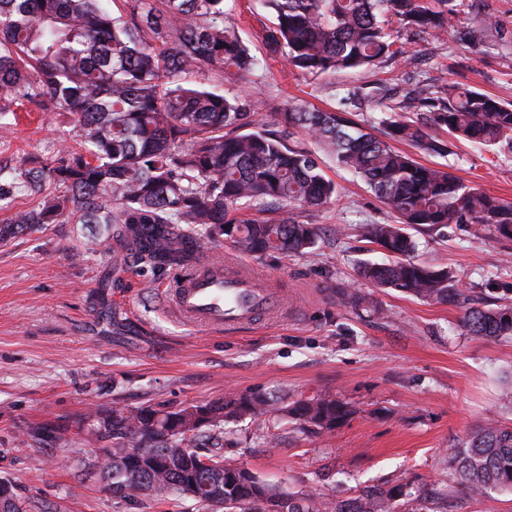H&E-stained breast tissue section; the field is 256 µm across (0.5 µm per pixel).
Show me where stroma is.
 <instances>
[{
    "label": "stroma",
    "instance_id": "1",
    "mask_svg": "<svg viewBox=\"0 0 512 512\" xmlns=\"http://www.w3.org/2000/svg\"><path fill=\"white\" fill-rule=\"evenodd\" d=\"M466 2L461 22L481 10L496 14L501 29L470 48L404 32L403 57L329 78L293 73L268 57L261 42L268 12L258 0H226L229 23L264 63L247 79L215 72L208 84L227 95L248 88L265 101L269 125L293 105L333 109L354 87L384 82L406 93L450 74L512 101V0ZM77 143L68 114L27 106L0 135V164ZM444 162L469 186L512 201V150L457 141ZM327 172L340 188L337 200L294 212L324 231L313 253L262 255L229 240L201 241L202 249L254 263L288 299L287 319L238 335L173 319L157 290L170 269L119 258L115 244L92 239L81 225L46 224L0 241V479L12 482L27 512H205L190 500L113 497L103 477L106 443L78 424L91 407H179L254 389L291 400L331 393L353 410L333 432L286 430L262 440L241 426L227 436L224 458L284 491L339 500L417 475L451 484L450 449L487 421L512 423L501 399L512 384V340L467 335L463 308L361 280L359 263L384 255L357 225L394 218L361 179L332 163ZM414 236L418 259L448 267L465 295L490 308L512 304V240L477 239L456 225ZM342 286L365 294L367 309L340 304ZM44 427L53 438L30 439Z\"/></svg>",
    "mask_w": 512,
    "mask_h": 512
}]
</instances>
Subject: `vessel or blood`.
Masks as SVG:
<instances>
[{
    "label": "vessel or blood",
    "mask_w": 512,
    "mask_h": 512,
    "mask_svg": "<svg viewBox=\"0 0 512 512\" xmlns=\"http://www.w3.org/2000/svg\"><path fill=\"white\" fill-rule=\"evenodd\" d=\"M161 295L180 320L227 335L287 314L284 295L265 284L251 266L229 257L213 258L204 250L189 266L178 267Z\"/></svg>",
    "instance_id": "1"
}]
</instances>
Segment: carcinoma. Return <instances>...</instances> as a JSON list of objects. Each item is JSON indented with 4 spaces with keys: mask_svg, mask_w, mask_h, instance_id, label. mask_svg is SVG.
<instances>
[{
    "mask_svg": "<svg viewBox=\"0 0 512 512\" xmlns=\"http://www.w3.org/2000/svg\"><path fill=\"white\" fill-rule=\"evenodd\" d=\"M273 16L266 53L310 75L368 70L405 54L396 29L467 45L476 30L498 28L492 15L458 26L459 0H262ZM261 66L235 27L224 0H124L113 15L101 0H0V131L17 108L51 103L75 121L82 149L33 157L21 169L0 168V202L17 193L36 198L0 226V241L41 224L72 218L94 225L99 242L162 269L192 256L197 239L220 237L265 254H304L320 238L317 224L285 213L243 223L240 205L286 203L305 212L338 197L320 154L358 176L395 215L394 224H362L361 235L389 253L363 261L359 274L379 288L465 307L461 327L489 340L512 338V306H466L453 272L415 260L419 227L465 225L476 238L512 239V202L477 192L452 172L418 162L394 143L428 155L448 153L453 140L512 148V102L455 82L426 85L397 99L387 89L360 87L335 110L292 106L275 113L279 129L260 118L249 91L232 96L201 82L213 71L250 75ZM388 100L402 113L377 133L347 118L366 98ZM448 134L443 140L427 126ZM300 134L318 151L290 144ZM351 415L330 393L282 402L261 390L234 393L170 410L160 404L116 406L109 419L88 416L98 438L112 440L106 478L112 494L129 490L180 500L190 488L213 496L224 512H430L445 489L420 483L415 493L396 481L366 486L350 499L284 493L250 469L224 461L229 424L248 422L260 439L279 436L274 418L297 433H331ZM129 448L144 452L132 456ZM457 484L470 497L512 490V426L490 422L450 452ZM0 512H22L12 483L0 480Z\"/></svg>",
    "mask_w": 512,
    "mask_h": 512,
    "instance_id": "carcinoma-1",
    "label": "carcinoma"
}]
</instances>
